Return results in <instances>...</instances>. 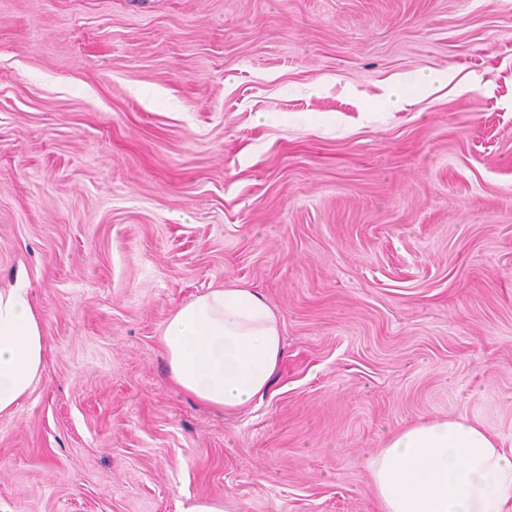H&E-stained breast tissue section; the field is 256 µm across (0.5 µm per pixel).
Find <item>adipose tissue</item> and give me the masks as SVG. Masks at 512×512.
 <instances>
[{"instance_id":"ef3b65f1","label":"adipose tissue","mask_w":512,"mask_h":512,"mask_svg":"<svg viewBox=\"0 0 512 512\" xmlns=\"http://www.w3.org/2000/svg\"><path fill=\"white\" fill-rule=\"evenodd\" d=\"M159 344L171 384L232 413L262 397L283 360L278 319L255 290L229 284L179 305ZM45 367L28 280L0 286V414L34 391ZM381 512H512V442L464 417L420 421L387 436L370 463Z\"/></svg>"}]
</instances>
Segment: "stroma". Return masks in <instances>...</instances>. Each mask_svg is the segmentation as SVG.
<instances>
[{"instance_id":"35a3bbf8","label":"stroma","mask_w":512,"mask_h":512,"mask_svg":"<svg viewBox=\"0 0 512 512\" xmlns=\"http://www.w3.org/2000/svg\"><path fill=\"white\" fill-rule=\"evenodd\" d=\"M19 273L46 356L0 416V512H380L391 432L512 441V0H0ZM230 283L284 362L224 414L158 336ZM184 512H238L234 501L201 498L193 501Z\"/></svg>"}]
</instances>
